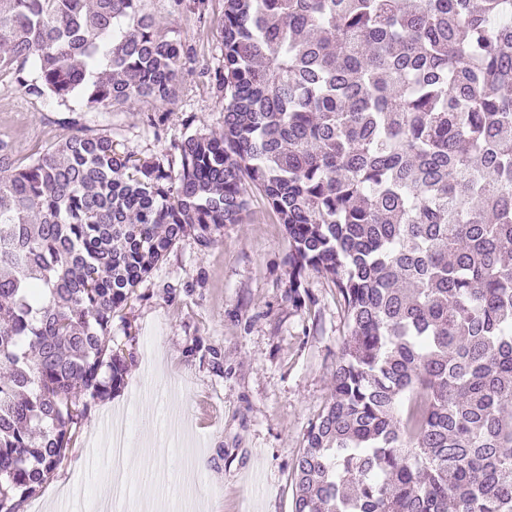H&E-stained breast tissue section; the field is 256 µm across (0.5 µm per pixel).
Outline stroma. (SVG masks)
Wrapping results in <instances>:
<instances>
[{
    "instance_id": "stroma-1",
    "label": "stroma",
    "mask_w": 512,
    "mask_h": 512,
    "mask_svg": "<svg viewBox=\"0 0 512 512\" xmlns=\"http://www.w3.org/2000/svg\"><path fill=\"white\" fill-rule=\"evenodd\" d=\"M145 12L188 47L175 97L139 98L108 110L59 103L0 78V155L15 163L83 128L111 135L142 157L175 155L185 128L221 130L214 75L223 65L218 21L224 0ZM242 223L211 245L183 237L112 321V347L128 359L125 384L92 403L63 463L24 512H86L98 502L97 474L112 468L96 448L112 416L132 445L161 470L163 512H179L190 486L193 512H292L291 474L303 434L333 392L346 328L336 290L309 273V299H288L283 227L255 188Z\"/></svg>"
}]
</instances>
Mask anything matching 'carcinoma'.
<instances>
[{"label": "carcinoma", "instance_id": "obj_1", "mask_svg": "<svg viewBox=\"0 0 512 512\" xmlns=\"http://www.w3.org/2000/svg\"><path fill=\"white\" fill-rule=\"evenodd\" d=\"M142 0H0V76L109 109L169 102L183 45ZM220 132L176 160L78 130L0 158V512L124 381L112 320L176 243L288 240V300L346 335L293 512H512V0H224ZM37 76L25 75V64Z\"/></svg>", "mask_w": 512, "mask_h": 512}]
</instances>
